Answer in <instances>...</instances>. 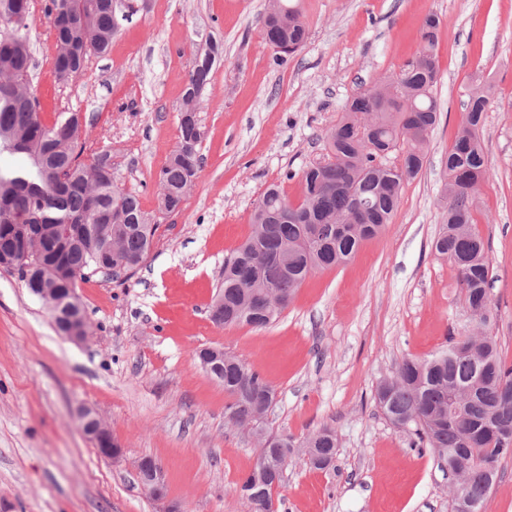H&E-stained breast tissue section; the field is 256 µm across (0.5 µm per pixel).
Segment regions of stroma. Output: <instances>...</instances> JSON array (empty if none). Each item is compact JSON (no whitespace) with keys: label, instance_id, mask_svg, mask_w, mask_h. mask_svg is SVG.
Instances as JSON below:
<instances>
[{"label":"stroma","instance_id":"1","mask_svg":"<svg viewBox=\"0 0 512 512\" xmlns=\"http://www.w3.org/2000/svg\"><path fill=\"white\" fill-rule=\"evenodd\" d=\"M135 2L108 51L61 81L45 0H31L43 119L79 114L86 155L111 154L116 182L139 194L159 229L135 271L78 282L91 331L83 345L59 335L17 272L0 270V512H247L235 485L258 450L226 424L224 388L198 364L211 346L242 356L273 388L264 429L298 439L324 424L336 430L329 470L301 454L286 467L278 512H450L445 471L384 417L374 393L403 358L446 350L462 319L456 272L433 243L446 157L479 85L492 98L474 208L489 247L493 334L512 365V0H297L308 39L282 59L260 34L266 0ZM430 15L440 20V115L391 224L348 263L309 276L272 325H214L224 260L248 237L265 189L300 198L298 175L324 159L325 133L347 101L399 73ZM213 44L197 110L202 165L170 214L158 207L159 172L179 141L195 57ZM81 405L121 443L119 458L84 436ZM145 457L164 471V502L137 478Z\"/></svg>","mask_w":512,"mask_h":512}]
</instances>
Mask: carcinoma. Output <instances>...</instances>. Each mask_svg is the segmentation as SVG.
<instances>
[{
  "instance_id": "carcinoma-1",
  "label": "carcinoma",
  "mask_w": 512,
  "mask_h": 512,
  "mask_svg": "<svg viewBox=\"0 0 512 512\" xmlns=\"http://www.w3.org/2000/svg\"><path fill=\"white\" fill-rule=\"evenodd\" d=\"M122 5L110 0H46L57 53L53 71L68 79L92 54L107 51L117 34ZM30 0H0V155L22 159L19 168L0 167V260L16 247L30 245L31 275L17 269L30 292L38 288H77L108 265L117 274L139 266L151 249L158 225L143 211L137 194L120 187L112 175L110 154L90 160L77 114L47 124L31 86L33 60L27 33ZM438 20L429 17L418 54L399 74L374 84L347 102L345 113L326 133V158L301 173L302 195L292 202L277 187L267 189L254 208L250 235L224 260V277L210 304L218 326L263 329L277 320L312 273L341 265L362 244L391 223L402 182L423 167L427 136L439 107L432 95L437 83ZM261 36L271 46L288 40L295 50L307 41V24L292 0H267ZM218 47L197 58L189 72L180 136L159 174V207L181 209L201 164L202 132L196 102L211 83ZM489 92L469 97L465 121L448 151L445 195L448 200L436 253L457 272L464 303L476 322L458 336L469 343L431 359H404L393 376L380 382L375 401L394 425L415 428L419 439L455 473L467 475L451 490L484 505L497 482L499 463L512 458V367L488 329L495 314L488 294L490 258L476 228L472 192L485 175V154L478 134ZM398 154L400 164L388 156ZM229 401L225 417L237 428L262 420L261 409L273 394L246 360L231 356L213 376ZM266 481L243 475L235 491L253 498L264 512L281 485L283 453L295 445L314 448L310 464L326 469L336 457V432L323 426L300 442L267 433Z\"/></svg>"
}]
</instances>
